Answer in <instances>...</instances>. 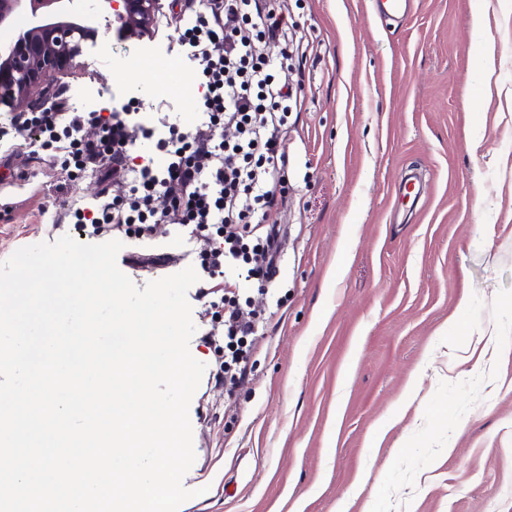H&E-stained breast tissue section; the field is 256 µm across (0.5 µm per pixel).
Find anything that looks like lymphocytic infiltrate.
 Returning a JSON list of instances; mask_svg holds the SVG:
<instances>
[{"instance_id": "1", "label": "lymphocytic infiltrate", "mask_w": 512, "mask_h": 512, "mask_svg": "<svg viewBox=\"0 0 512 512\" xmlns=\"http://www.w3.org/2000/svg\"><path fill=\"white\" fill-rule=\"evenodd\" d=\"M182 54L196 65L198 120L180 128L121 108L109 115L67 111L17 112L5 137L11 152L41 139L60 151L70 177L91 172L100 182L119 177L128 191L74 209L76 223L99 236L117 229L138 241L168 224L212 238L200 252L213 307L224 311V369L247 375L244 341L254 335L255 310L237 290L271 280L277 253L274 225L286 161L278 143L287 130L288 84L276 78L297 41L284 0H199L191 16L174 14ZM157 141L158 156L137 159L136 143Z\"/></svg>"}]
</instances>
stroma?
<instances>
[{"mask_svg":"<svg viewBox=\"0 0 512 512\" xmlns=\"http://www.w3.org/2000/svg\"><path fill=\"white\" fill-rule=\"evenodd\" d=\"M382 19L371 0H288L309 49L280 81L302 91L280 143L279 270L248 290L267 322L248 375L215 382L214 325L192 301L189 408L195 462L179 512H512V0H411ZM482 25H475V15ZM80 68L48 98L109 114H197L166 95L174 24L120 37L92 14ZM159 62L136 79L124 57ZM417 205L396 199L407 173ZM94 178L0 147V262L19 248L89 236L66 212ZM166 263L126 268L138 286L194 265L205 238L156 227ZM343 276H336L338 263Z\"/></svg>","mask_w":512,"mask_h":512,"instance_id":"1","label":"stroma"}]
</instances>
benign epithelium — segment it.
I'll return each instance as SVG.
<instances>
[{"mask_svg": "<svg viewBox=\"0 0 512 512\" xmlns=\"http://www.w3.org/2000/svg\"><path fill=\"white\" fill-rule=\"evenodd\" d=\"M86 0H0V29L29 18L15 38L0 44V107L23 112L45 77L77 67L81 42L94 38ZM95 12L118 25L127 40L154 34L161 0H92Z\"/></svg>", "mask_w": 512, "mask_h": 512, "instance_id": "benign-epithelium-1", "label": "benign epithelium"}]
</instances>
